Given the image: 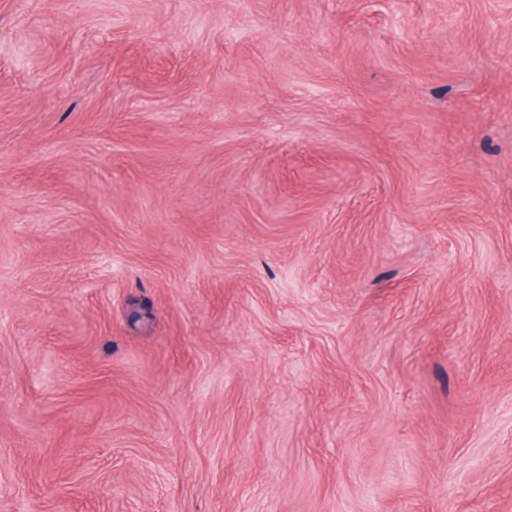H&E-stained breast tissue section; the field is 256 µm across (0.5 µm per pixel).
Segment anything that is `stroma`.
<instances>
[{"label":"stroma","instance_id":"stroma-1","mask_svg":"<svg viewBox=\"0 0 512 512\" xmlns=\"http://www.w3.org/2000/svg\"><path fill=\"white\" fill-rule=\"evenodd\" d=\"M0 512H512V0H0Z\"/></svg>","mask_w":512,"mask_h":512}]
</instances>
